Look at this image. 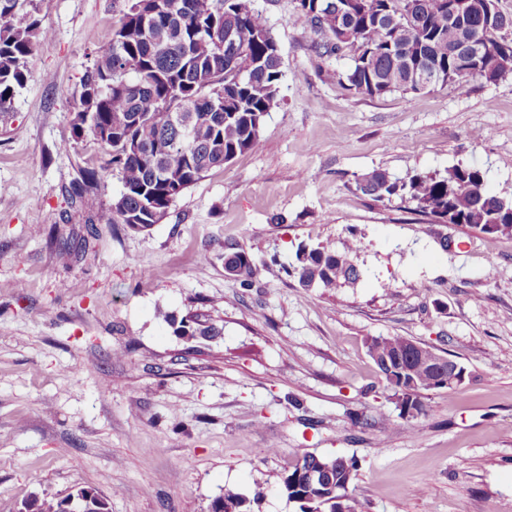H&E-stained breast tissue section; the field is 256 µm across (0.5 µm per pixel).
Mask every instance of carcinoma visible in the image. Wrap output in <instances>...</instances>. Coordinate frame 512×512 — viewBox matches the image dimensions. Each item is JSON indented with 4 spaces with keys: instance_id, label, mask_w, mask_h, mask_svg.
Returning <instances> with one entry per match:
<instances>
[{
    "instance_id": "cac0c4a2",
    "label": "carcinoma",
    "mask_w": 512,
    "mask_h": 512,
    "mask_svg": "<svg viewBox=\"0 0 512 512\" xmlns=\"http://www.w3.org/2000/svg\"><path fill=\"white\" fill-rule=\"evenodd\" d=\"M451 0H296L309 22L314 48L349 60L336 74L357 93L369 97L391 92L420 93L473 79L495 83L512 76V13L497 0H466L451 15ZM106 34V49L82 77L73 117L75 137H90L109 156L122 189L92 224L153 225L152 211L167 212L174 199L214 168L254 148L264 118L276 102L282 78L278 45L252 0H134ZM480 31L486 41L479 61H465L448 50L451 30ZM238 34L242 53H224V34ZM50 36L39 19V0H0V112L9 108L30 73L29 59L38 40ZM251 80L238 79L241 72ZM187 103L191 136L170 119L165 106ZM355 190L374 201L397 198L440 224H466L494 239L512 234V199L490 193L475 165L457 166L441 175L414 173L404 178L374 169L355 179ZM363 238L351 234L342 250L328 244L298 246L285 267L305 288L335 291L362 277L357 256ZM248 287L253 261L244 251L224 257ZM182 335L219 336L221 329L191 316L181 321ZM368 353L393 397L425 414L421 391L440 383L435 366L415 351L405 336H371ZM410 365L421 379L412 392L393 382L396 361ZM319 478L297 483L298 473ZM358 472L353 458L299 457L281 483L288 500H304L313 512H361L347 495ZM77 512H110L109 500L95 489L72 493ZM264 497L252 499L227 491L212 512H250ZM66 499L35 497L26 512H65Z\"/></svg>"
}]
</instances>
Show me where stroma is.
<instances>
[{
	"label": "stroma",
	"mask_w": 512,
	"mask_h": 512,
	"mask_svg": "<svg viewBox=\"0 0 512 512\" xmlns=\"http://www.w3.org/2000/svg\"><path fill=\"white\" fill-rule=\"evenodd\" d=\"M254 5L283 61L259 144L136 231L88 224L121 189L112 173L72 194L106 160L71 120L126 0H41L51 35L0 114V512L81 486L112 512H209L258 485L260 512H299L280 487L305 453L359 460L349 492L363 512H512V235L437 224L354 185L376 168L473 164L512 198V76L362 96L335 77L347 61L317 55L295 0ZM355 234L356 284L305 288L281 268L298 245ZM240 250L246 288L224 267ZM190 313L221 336L176 335ZM392 335L470 374L422 392L425 415L394 432L365 347ZM225 263L229 264L235 270V275L241 278L242 287H249L248 277L252 271L253 261L244 251H235L224 257Z\"/></svg>",
	"instance_id": "stroma-1"
}]
</instances>
